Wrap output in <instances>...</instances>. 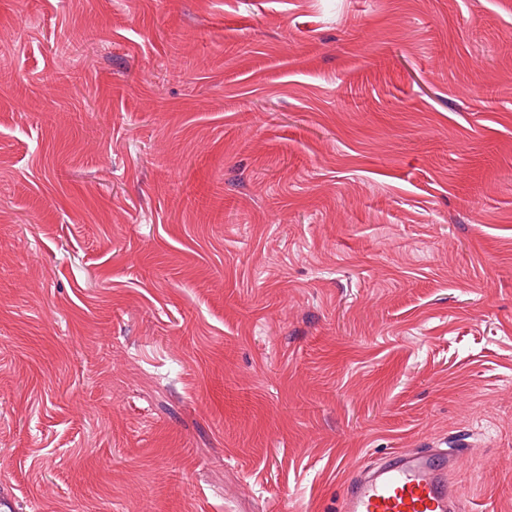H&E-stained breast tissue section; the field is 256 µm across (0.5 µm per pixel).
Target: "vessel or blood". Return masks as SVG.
<instances>
[{
  "instance_id": "obj_1",
  "label": "vessel or blood",
  "mask_w": 512,
  "mask_h": 512,
  "mask_svg": "<svg viewBox=\"0 0 512 512\" xmlns=\"http://www.w3.org/2000/svg\"><path fill=\"white\" fill-rule=\"evenodd\" d=\"M467 454L459 446L391 452L347 486L339 512H466L452 475Z\"/></svg>"
}]
</instances>
